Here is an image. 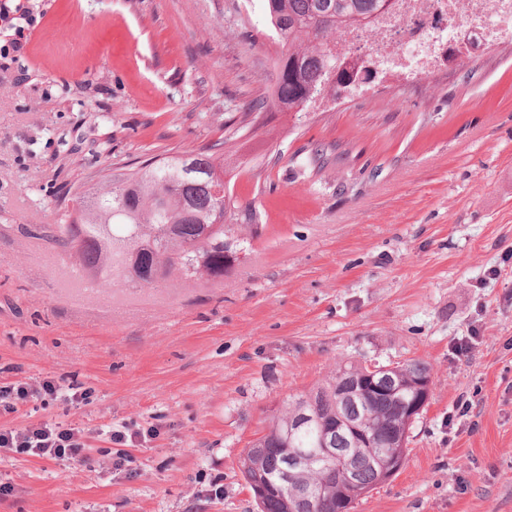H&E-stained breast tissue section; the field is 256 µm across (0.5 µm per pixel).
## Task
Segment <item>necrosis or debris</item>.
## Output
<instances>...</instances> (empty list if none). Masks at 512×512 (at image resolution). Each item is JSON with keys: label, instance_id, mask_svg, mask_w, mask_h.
<instances>
[{"label": "necrosis or debris", "instance_id": "necrosis-or-debris-1", "mask_svg": "<svg viewBox=\"0 0 512 512\" xmlns=\"http://www.w3.org/2000/svg\"><path fill=\"white\" fill-rule=\"evenodd\" d=\"M512 34V0H394L366 27L347 26L336 40L339 64L369 62L379 80L411 82L443 65L448 46L474 49Z\"/></svg>", "mask_w": 512, "mask_h": 512}]
</instances>
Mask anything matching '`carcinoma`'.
<instances>
[{"instance_id": "carcinoma-1", "label": "carcinoma", "mask_w": 512, "mask_h": 512, "mask_svg": "<svg viewBox=\"0 0 512 512\" xmlns=\"http://www.w3.org/2000/svg\"><path fill=\"white\" fill-rule=\"evenodd\" d=\"M270 26L288 50L276 59L278 79L272 91L279 112H304L336 73L334 43L328 33L342 27L369 25L389 0H265ZM224 173L218 145L162 158L153 157L130 173L100 174L78 187V206L67 224L53 227L55 242L76 261L98 288H156L172 281H224L250 245L241 225L224 223L225 204L215 194V176ZM413 384L431 377L423 360L400 364ZM357 363H339L310 391L288 398L280 416L269 419L262 435L241 458L245 481L276 482L291 448H313L322 431L336 427L340 382L358 380ZM352 409L367 418L380 440L404 423L405 405L373 388ZM304 409L316 420L305 427L289 424ZM336 461L352 468L359 483L378 486L374 455L387 448H359L342 433L334 436ZM310 492L307 497L304 492ZM356 497L336 485L329 465L296 471L288 490L270 492L260 512H350Z\"/></svg>"}]
</instances>
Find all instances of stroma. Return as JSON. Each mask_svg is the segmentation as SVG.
Masks as SVG:
<instances>
[{
	"label": "stroma",
	"mask_w": 512,
	"mask_h": 512,
	"mask_svg": "<svg viewBox=\"0 0 512 512\" xmlns=\"http://www.w3.org/2000/svg\"><path fill=\"white\" fill-rule=\"evenodd\" d=\"M21 2L35 26L0 59V388L91 397L0 409V428H78L90 459L0 448V512H258L240 458L272 408L339 361L413 358L433 391L406 463L351 512H512V37L247 125L282 51L264 0ZM214 143L224 221L252 237L222 284L91 290L36 235L90 173ZM15 393V399L18 401H26L30 397H52L57 398L58 394L61 392L60 385H58L55 381L46 380L40 385V389L32 390L26 386H17L9 390H5V393L10 395V393Z\"/></svg>",
	"instance_id": "obj_1"
}]
</instances>
